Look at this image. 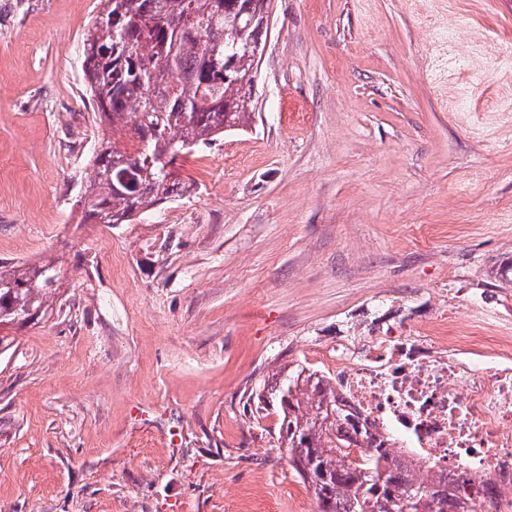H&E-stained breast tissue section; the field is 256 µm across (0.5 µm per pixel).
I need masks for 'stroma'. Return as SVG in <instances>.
<instances>
[{"instance_id":"1","label":"stroma","mask_w":512,"mask_h":512,"mask_svg":"<svg viewBox=\"0 0 512 512\" xmlns=\"http://www.w3.org/2000/svg\"><path fill=\"white\" fill-rule=\"evenodd\" d=\"M100 10L0 0V260L62 270L0 327V512H316L274 375L389 328L512 346V0H275L251 126L112 226L77 204Z\"/></svg>"}]
</instances>
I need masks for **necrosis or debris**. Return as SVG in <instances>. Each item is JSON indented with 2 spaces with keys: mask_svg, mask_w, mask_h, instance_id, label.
I'll list each match as a JSON object with an SVG mask.
<instances>
[{
  "mask_svg": "<svg viewBox=\"0 0 512 512\" xmlns=\"http://www.w3.org/2000/svg\"><path fill=\"white\" fill-rule=\"evenodd\" d=\"M335 358L330 379L360 424L391 436L426 474L463 475L470 512H485L489 478L512 512V350L479 362L468 346L389 329L361 349L337 344Z\"/></svg>",
  "mask_w": 512,
  "mask_h": 512,
  "instance_id": "4bbe7bcc",
  "label": "necrosis or debris"
}]
</instances>
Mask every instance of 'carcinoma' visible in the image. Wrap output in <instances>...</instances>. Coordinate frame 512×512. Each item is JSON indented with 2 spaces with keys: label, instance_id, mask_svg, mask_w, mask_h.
<instances>
[{
  "label": "carcinoma",
  "instance_id": "cac0c4a2",
  "mask_svg": "<svg viewBox=\"0 0 512 512\" xmlns=\"http://www.w3.org/2000/svg\"><path fill=\"white\" fill-rule=\"evenodd\" d=\"M83 39L92 104L110 133L90 159L83 219L127 224L188 183L168 170L251 124V74L242 30L257 40L272 0H101ZM179 80L169 81L170 75ZM119 132L122 140L112 134ZM57 260L0 262V326L46 312L60 289ZM281 411L288 460L318 512H466L462 477L426 478L350 419L324 376L299 367L258 394Z\"/></svg>",
  "mask_w": 512,
  "mask_h": 512
}]
</instances>
